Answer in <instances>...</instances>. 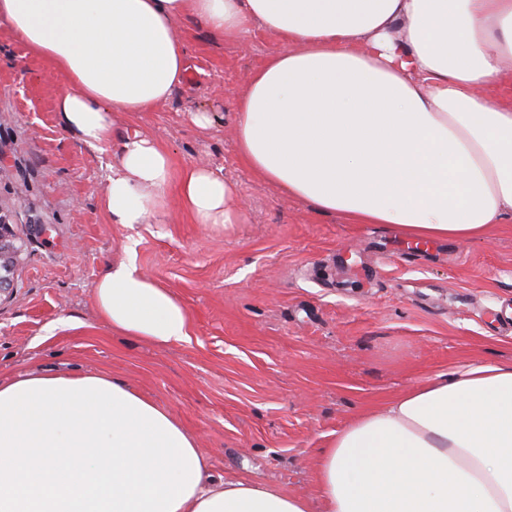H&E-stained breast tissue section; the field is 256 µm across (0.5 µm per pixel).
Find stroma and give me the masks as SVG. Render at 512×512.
<instances>
[{"label": "stroma", "mask_w": 512, "mask_h": 512, "mask_svg": "<svg viewBox=\"0 0 512 512\" xmlns=\"http://www.w3.org/2000/svg\"><path fill=\"white\" fill-rule=\"evenodd\" d=\"M175 27L186 81L123 121L176 166L235 184L244 218L225 229L193 223L173 187L164 223H107L117 148L61 128L63 78L0 30V217L20 248L0 295V380L105 375L180 421L214 480L313 500L319 450L351 418L463 364L512 361V223L378 259L398 230L316 213L238 160L235 104L279 38L255 27L228 41L190 16ZM130 246L139 272L187 307L191 343L159 346L101 320L94 285Z\"/></svg>", "instance_id": "stroma-1"}]
</instances>
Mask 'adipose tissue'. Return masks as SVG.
I'll return each instance as SVG.
<instances>
[{"mask_svg": "<svg viewBox=\"0 0 512 512\" xmlns=\"http://www.w3.org/2000/svg\"><path fill=\"white\" fill-rule=\"evenodd\" d=\"M190 14L234 40L283 47L236 104L241 163L321 214L412 239L479 240L512 223V0H0V27L67 81L61 127L120 143L101 208L111 224L162 214L177 185L194 223L243 219L235 185L120 114L187 76L174 32ZM113 332L189 341L190 315L134 256L94 286ZM317 502L217 481L155 403L97 374L0 382V512H512V362H472L355 416L319 454Z\"/></svg>", "mask_w": 512, "mask_h": 512, "instance_id": "obj_1", "label": "adipose tissue"}]
</instances>
